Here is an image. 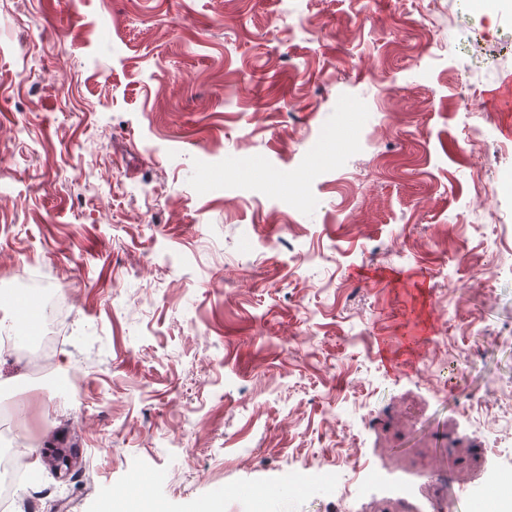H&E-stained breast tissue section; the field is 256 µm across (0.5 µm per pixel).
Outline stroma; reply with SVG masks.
I'll use <instances>...</instances> for the list:
<instances>
[{
  "label": "stroma",
  "instance_id": "35a3bbf8",
  "mask_svg": "<svg viewBox=\"0 0 512 512\" xmlns=\"http://www.w3.org/2000/svg\"><path fill=\"white\" fill-rule=\"evenodd\" d=\"M0 0V512H247L428 449L451 512L512 434V0ZM64 449L72 470L55 467ZM472 413L476 412L478 416L471 415V422L472 425L478 430V431H485L487 430L489 433H493L495 430L496 425H501L502 430L508 429L512 430V413H510V416L507 418L503 416L500 419H495L494 422H489L486 420H483L480 415H482V406L485 403L483 396L478 397H472ZM476 407V409H475Z\"/></svg>",
  "mask_w": 512,
  "mask_h": 512
}]
</instances>
